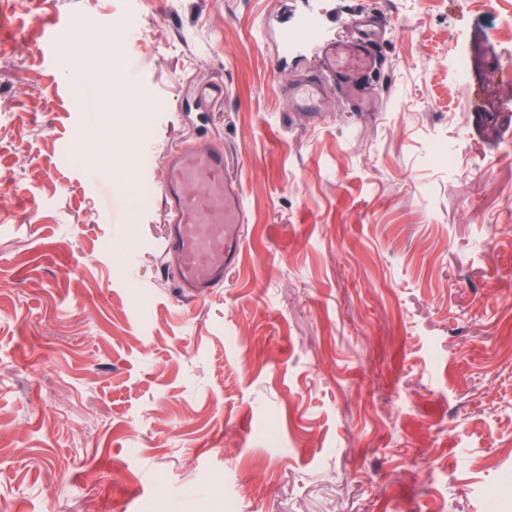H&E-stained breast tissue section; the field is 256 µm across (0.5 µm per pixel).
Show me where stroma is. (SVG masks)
Segmentation results:
<instances>
[{
    "label": "stroma",
    "mask_w": 512,
    "mask_h": 512,
    "mask_svg": "<svg viewBox=\"0 0 512 512\" xmlns=\"http://www.w3.org/2000/svg\"><path fill=\"white\" fill-rule=\"evenodd\" d=\"M310 9L378 43L375 111L289 106L317 45L280 66L277 30ZM503 18L512 0H5L0 512H512ZM115 62L131 128L75 91ZM206 84L224 97L199 112ZM199 138L248 222L194 300L161 269V189Z\"/></svg>",
    "instance_id": "stroma-1"
}]
</instances>
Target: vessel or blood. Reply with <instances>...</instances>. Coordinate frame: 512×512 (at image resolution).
I'll return each instance as SVG.
<instances>
[{
    "label": "vessel or blood",
    "instance_id": "obj_1",
    "mask_svg": "<svg viewBox=\"0 0 512 512\" xmlns=\"http://www.w3.org/2000/svg\"><path fill=\"white\" fill-rule=\"evenodd\" d=\"M320 28L315 16L286 21L280 42L287 47L313 39ZM380 65L379 48L373 41H322L319 76L289 87L287 99L295 111L309 116L321 111L332 87L347 100H359L366 94L365 79ZM162 201L170 224L162 243L163 256L175 263L184 294L206 297L223 283L225 270L238 263L242 226L247 222L241 185L225 170L223 147L203 138L171 149Z\"/></svg>",
    "mask_w": 512,
    "mask_h": 512
}]
</instances>
